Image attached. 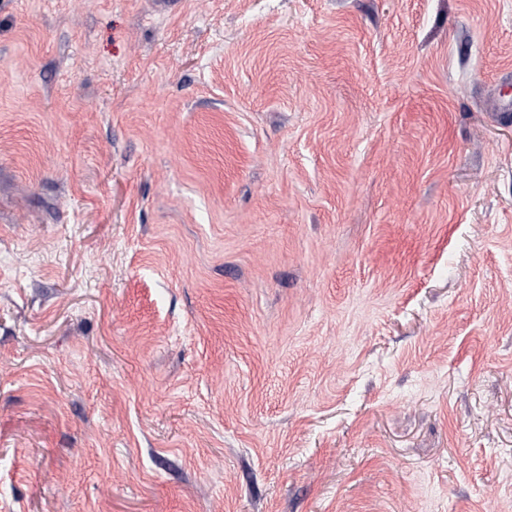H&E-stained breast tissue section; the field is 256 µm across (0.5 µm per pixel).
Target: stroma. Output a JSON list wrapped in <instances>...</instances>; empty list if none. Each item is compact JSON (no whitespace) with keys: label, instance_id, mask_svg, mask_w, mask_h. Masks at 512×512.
I'll use <instances>...</instances> for the list:
<instances>
[{"label":"stroma","instance_id":"obj_1","mask_svg":"<svg viewBox=\"0 0 512 512\" xmlns=\"http://www.w3.org/2000/svg\"><path fill=\"white\" fill-rule=\"evenodd\" d=\"M0 512H512V0H0Z\"/></svg>","mask_w":512,"mask_h":512}]
</instances>
